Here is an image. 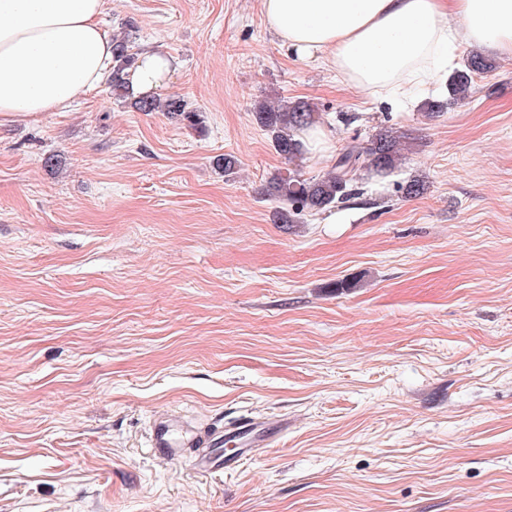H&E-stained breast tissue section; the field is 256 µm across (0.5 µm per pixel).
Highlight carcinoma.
<instances>
[{
    "mask_svg": "<svg viewBox=\"0 0 512 512\" xmlns=\"http://www.w3.org/2000/svg\"><path fill=\"white\" fill-rule=\"evenodd\" d=\"M112 94L118 99L131 101L141 112H165L180 117L195 127L201 124L199 115L187 107L181 98L164 102L135 94L129 81V71L136 64L127 39H112ZM494 69L493 62L477 52L468 55L464 64L448 76V98L430 100L423 110L431 116L445 112L448 106L464 100L474 82V76ZM253 116L262 130L267 132L275 150L294 166L288 176L270 178L268 194L279 199L285 206L275 212L279 224H296L305 212H321L345 204L360 191L356 186L361 173L385 174L394 170L399 162L401 135L392 127H383L375 133L369 144L349 145L336 157L329 171L319 179H304L300 173V161L304 146L299 133L316 123V115L310 103L296 100H280L276 103L259 101L253 108Z\"/></svg>",
    "mask_w": 512,
    "mask_h": 512,
    "instance_id": "obj_1",
    "label": "carcinoma"
}]
</instances>
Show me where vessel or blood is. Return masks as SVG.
Returning a JSON list of instances; mask_svg holds the SVG:
<instances>
[{"instance_id": "vessel-or-blood-1", "label": "vessel or blood", "mask_w": 512, "mask_h": 512, "mask_svg": "<svg viewBox=\"0 0 512 512\" xmlns=\"http://www.w3.org/2000/svg\"><path fill=\"white\" fill-rule=\"evenodd\" d=\"M288 432L282 417H248L220 429L203 431L188 418L166 413L153 423L151 446L167 462L191 459L202 472L232 470L259 448H271Z\"/></svg>"}]
</instances>
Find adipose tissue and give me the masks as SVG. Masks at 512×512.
Masks as SVG:
<instances>
[{
	"label": "adipose tissue",
	"instance_id": "ef3b65f1",
	"mask_svg": "<svg viewBox=\"0 0 512 512\" xmlns=\"http://www.w3.org/2000/svg\"><path fill=\"white\" fill-rule=\"evenodd\" d=\"M103 12L104 0H0V117L58 112L102 83L112 71ZM262 13L282 46L329 54L365 92L424 81L463 41L512 57V0H262ZM179 68L148 49L130 82L151 95Z\"/></svg>",
	"mask_w": 512,
	"mask_h": 512
}]
</instances>
